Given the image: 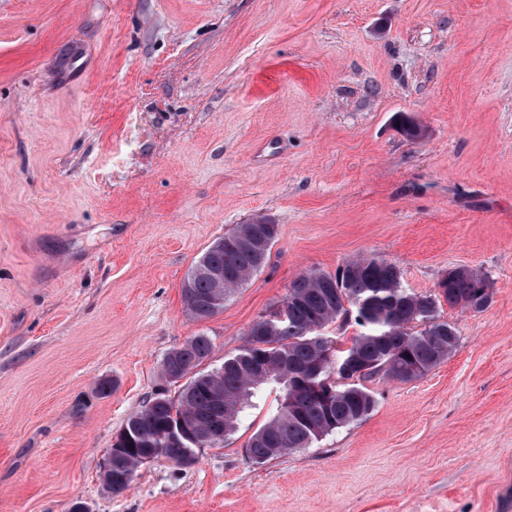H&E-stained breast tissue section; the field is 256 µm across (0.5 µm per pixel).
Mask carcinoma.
I'll return each instance as SVG.
<instances>
[{
  "instance_id": "obj_1",
  "label": "carcinoma",
  "mask_w": 512,
  "mask_h": 512,
  "mask_svg": "<svg viewBox=\"0 0 512 512\" xmlns=\"http://www.w3.org/2000/svg\"><path fill=\"white\" fill-rule=\"evenodd\" d=\"M277 235L275 224H240L211 244L182 284L188 315L204 320L221 312L224 301L262 269ZM212 270L224 271V285L215 283ZM491 300L487 277L467 268L449 270L431 293L403 288L400 268L379 259L349 262L334 276L305 274L281 302L286 316L259 315L243 346L224 356L221 366L198 370L213 352L203 334L165 355L161 377L186 379L181 396L158 393L126 420L109 450L112 466L103 470V484L114 495L129 489L145 455L183 464L193 443L207 441L213 424L229 439L268 389L278 393V405L250 437L248 457L264 464L278 458L275 448L283 455L308 448L372 413L376 399L363 381L379 374L413 381L455 351L457 330L439 318L442 303L481 312ZM350 312L361 331L343 349L324 330ZM347 358L361 372L344 382L340 366Z\"/></svg>"
}]
</instances>
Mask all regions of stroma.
Instances as JSON below:
<instances>
[{
    "mask_svg": "<svg viewBox=\"0 0 512 512\" xmlns=\"http://www.w3.org/2000/svg\"><path fill=\"white\" fill-rule=\"evenodd\" d=\"M420 129L407 136L399 121ZM265 266L197 321L182 282L239 224ZM397 265L456 351L368 380L363 421L253 464L252 410L195 464L112 443L193 336L205 369L310 272ZM112 388L101 391V382ZM512 512V0H0V512Z\"/></svg>",
    "mask_w": 512,
    "mask_h": 512,
    "instance_id": "1",
    "label": "stroma"
}]
</instances>
